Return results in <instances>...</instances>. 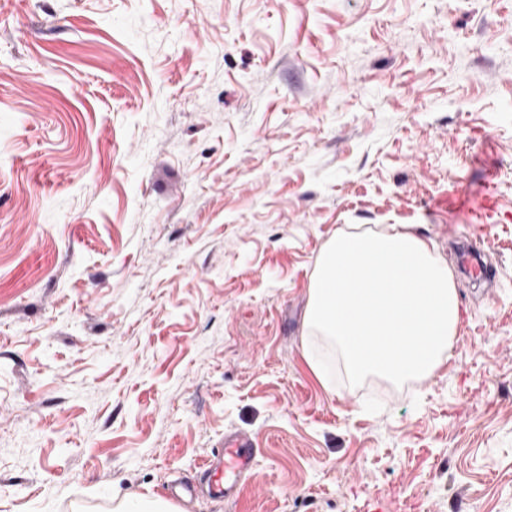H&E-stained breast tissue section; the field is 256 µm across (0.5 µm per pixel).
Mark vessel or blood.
I'll return each instance as SVG.
<instances>
[{
  "label": "vessel or blood",
  "instance_id": "vessel-or-blood-1",
  "mask_svg": "<svg viewBox=\"0 0 512 512\" xmlns=\"http://www.w3.org/2000/svg\"><path fill=\"white\" fill-rule=\"evenodd\" d=\"M480 253V248L474 244L466 245L461 250L472 277L483 280L488 278L490 269L481 260ZM255 451L256 442L250 436L239 433L225 435L223 447L213 450L203 463L209 478V494L234 500L241 484L255 474Z\"/></svg>",
  "mask_w": 512,
  "mask_h": 512
}]
</instances>
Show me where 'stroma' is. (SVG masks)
<instances>
[{"label": "stroma", "mask_w": 512, "mask_h": 512, "mask_svg": "<svg viewBox=\"0 0 512 512\" xmlns=\"http://www.w3.org/2000/svg\"><path fill=\"white\" fill-rule=\"evenodd\" d=\"M399 224L462 324L322 386L323 247ZM493 269L475 286L457 248ZM512 512V0H0V512ZM256 446L255 440L244 434L224 436V448H216L203 462L209 494L224 497V501L237 497L241 484L255 474ZM118 512H174L172 506L163 498H145L134 496L127 498Z\"/></svg>", "instance_id": "obj_1"}]
</instances>
